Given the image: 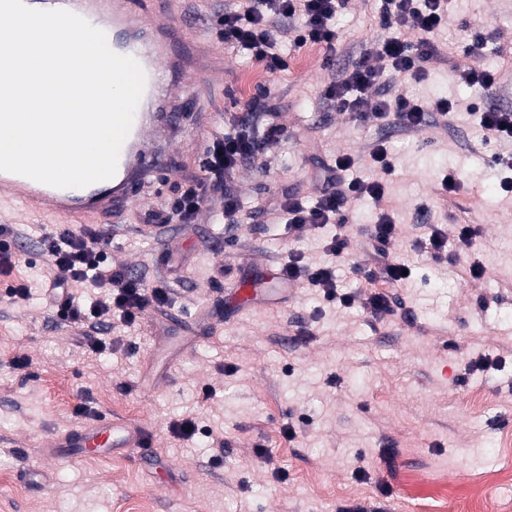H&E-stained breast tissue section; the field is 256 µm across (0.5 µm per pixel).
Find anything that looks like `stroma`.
<instances>
[{"label":"stroma","mask_w":512,"mask_h":512,"mask_svg":"<svg viewBox=\"0 0 512 512\" xmlns=\"http://www.w3.org/2000/svg\"><path fill=\"white\" fill-rule=\"evenodd\" d=\"M183 2L191 33L206 41L223 75L209 84L164 76L182 94V142L139 187V202L98 226L114 264L131 265L148 284H167L168 304L146 309L132 328L114 329L110 353L89 354L43 300L39 239L54 217L0 204V225H13L24 246L11 274H0V290L11 283L30 290L28 299L0 301V500L10 499L8 512H135L143 501L150 512H337L360 502L380 503L383 512H463V496L477 486L496 512H512V486L482 479L489 469L512 471V447L498 445L512 435V194L489 171L490 149L468 110L474 101L512 110V67L480 99L453 76L467 58L448 51L481 27L512 44V0H450L426 79L386 81L392 95L452 102L449 116L430 115L414 130L357 124L322 99L324 85L382 34L369 0H349L337 15L334 65L310 46L247 91L242 77L251 64L211 28L225 0ZM263 88L284 133L235 176L243 206L237 223L212 224L201 214L192 224L166 225L162 240L145 236L141 210L176 198L183 175L196 169L198 111L207 113L208 132L220 131L231 100ZM382 142L396 161L387 205L401 232L392 250L412 277L392 286L354 273L367 263L364 243L376 222L368 198L349 209L350 251L337 259L336 274L342 291L388 292L393 313L376 319L306 287L286 303H268L263 289L289 252L327 262L325 239L337 228L291 232L257 203L288 194L314 203L323 190L315 180L320 165L339 152L357 159L348 178L370 179L371 153ZM446 172L462 187L443 197L435 187ZM464 224L480 232L475 251L457 247ZM429 226L446 237L452 262L434 263L416 248ZM475 262L485 269L479 280L467 274ZM242 279L258 288L247 307L233 292ZM20 356L27 370L14 368ZM85 401L148 427L150 462L114 452L92 457L70 445L50 454L51 435L70 442L81 433L74 409ZM188 415L200 434L173 437L170 422ZM302 417L306 425L287 438L285 424ZM257 444L270 458L254 454ZM359 467L364 475H356Z\"/></svg>","instance_id":"obj_1"}]
</instances>
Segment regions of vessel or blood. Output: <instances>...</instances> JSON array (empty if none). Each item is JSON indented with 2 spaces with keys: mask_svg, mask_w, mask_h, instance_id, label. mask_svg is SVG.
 Segmentation results:
<instances>
[{
  "mask_svg": "<svg viewBox=\"0 0 512 512\" xmlns=\"http://www.w3.org/2000/svg\"><path fill=\"white\" fill-rule=\"evenodd\" d=\"M32 9L67 10L79 16L102 15L108 25L105 34L112 40L115 53L133 57L145 75L142 98L150 104V113H136L111 179L83 188H56L19 174L0 171V181L7 179L27 187V194L17 201L28 210H50L78 222L96 218L109 220L118 216L132 201L131 186L150 175L152 163L161 162L163 153L156 140L162 132L177 134L176 116L182 112L177 96H158L154 86L159 70L188 76L193 82L212 81L214 74L206 54L195 37L187 31V21L176 0H170L162 15L145 13L139 0H24ZM151 432L135 422H116L107 416L92 421L83 434L84 445H107L129 449L139 455L150 444Z\"/></svg>",
  "mask_w": 512,
  "mask_h": 512,
  "instance_id": "b4317fda",
  "label": "vessel or blood"
}]
</instances>
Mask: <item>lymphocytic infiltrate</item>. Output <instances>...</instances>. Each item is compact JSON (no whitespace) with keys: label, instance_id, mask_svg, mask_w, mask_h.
<instances>
[{"label":"lymphocytic infiltrate","instance_id":"obj_1","mask_svg":"<svg viewBox=\"0 0 512 512\" xmlns=\"http://www.w3.org/2000/svg\"><path fill=\"white\" fill-rule=\"evenodd\" d=\"M347 4L348 0H226L212 27L225 45L245 54L256 67L274 73L288 66L279 50L284 42L296 51L318 44L326 55H334L338 40L336 16ZM447 17L448 0H378L376 20L385 31L384 37L356 59L340 80L328 83L324 99L333 110L348 113L360 124L376 120L417 128L425 123L428 113L448 115L451 104L445 99L418 101L401 94L388 96L376 92L389 76L411 81L424 78L428 62L439 52L436 38ZM490 49L499 55L504 52L495 32L469 31L461 51L470 62L457 69L458 80L493 92L498 74L482 65ZM258 115L257 107L250 103L244 115L225 123L223 131L212 137L199 173L187 178L181 196L145 212L144 224H168L175 219L183 224L194 223L208 196L215 192L223 195L225 217H235L241 210V201L230 187L233 175L244 161L264 149L263 142L250 132ZM371 158L378 170L375 178L345 180L344 174L353 166L354 159L348 154L337 155L333 164L322 170L327 188L314 205L289 195L279 201L273 213L291 230L337 225L338 233L326 244L327 254L336 258L346 253L349 246V237L343 232L349 204L370 198L379 214L368 242L372 265L364 276L396 285L404 282L406 265L389 251L399 227L389 214L384 183L385 177L395 170L394 159L382 143L373 150ZM40 243L49 269L46 286L52 309L62 322L81 332L93 354H103L108 348L101 331L111 330L117 322L126 328L133 327L148 306L159 307L169 301L167 287H147L144 277L132 276L113 266L106 253L108 242L94 226L87 224L75 231L58 224L43 234ZM281 275L289 282L321 291L326 300L346 308L359 300L372 316L392 311V300L386 293L371 291L360 299L339 293L336 268L330 264L311 265L292 253L282 266ZM77 284L96 288V301L88 305L77 301L71 291Z\"/></svg>","mask_w":512,"mask_h":512}]
</instances>
